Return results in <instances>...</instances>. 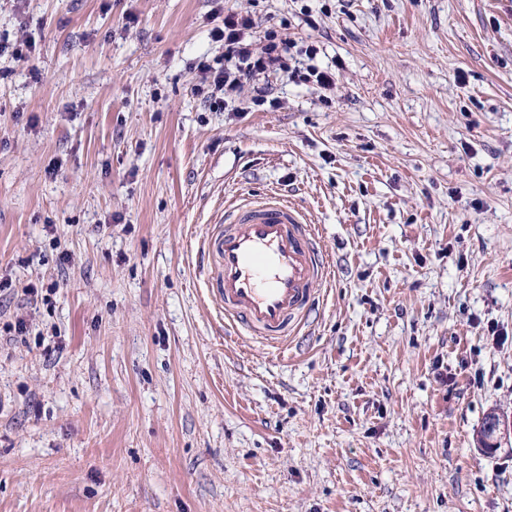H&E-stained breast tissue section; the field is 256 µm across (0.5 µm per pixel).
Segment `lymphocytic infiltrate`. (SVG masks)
<instances>
[{
	"label": "lymphocytic infiltrate",
	"mask_w": 512,
	"mask_h": 512,
	"mask_svg": "<svg viewBox=\"0 0 512 512\" xmlns=\"http://www.w3.org/2000/svg\"><path fill=\"white\" fill-rule=\"evenodd\" d=\"M253 21L239 13L225 14L220 26L211 31L213 40L223 43L224 56L221 66L200 60L195 81L191 86L194 95L212 111L224 108L225 89L251 85L255 105L274 104L271 85L256 84L262 74L282 71L289 73L292 81L310 84L322 89L333 86L336 72L331 67H320L315 59L320 52L317 42L306 41L294 46L275 29H267L262 38L252 35Z\"/></svg>",
	"instance_id": "lymphocytic-infiltrate-1"
}]
</instances>
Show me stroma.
<instances>
[{
  "label": "stroma",
  "instance_id": "stroma-1",
  "mask_svg": "<svg viewBox=\"0 0 512 512\" xmlns=\"http://www.w3.org/2000/svg\"><path fill=\"white\" fill-rule=\"evenodd\" d=\"M230 12L319 40L335 86L271 74L276 111H209L190 83ZM22 37L0 512H512V437L475 444L512 417V0H0ZM269 192L335 263L285 360L224 342L196 273L226 206ZM511 420L497 411L490 412L477 435V442L481 450H494L501 445V440L511 433Z\"/></svg>",
  "mask_w": 512,
  "mask_h": 512
}]
</instances>
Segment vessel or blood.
I'll return each mask as SVG.
<instances>
[{"instance_id":"vessel-or-blood-1","label":"vessel or blood","mask_w":512,"mask_h":512,"mask_svg":"<svg viewBox=\"0 0 512 512\" xmlns=\"http://www.w3.org/2000/svg\"><path fill=\"white\" fill-rule=\"evenodd\" d=\"M228 223L210 225L199 252L210 291L224 311L225 329L244 325L284 349L315 301L314 283L332 273L317 230L276 193L229 206Z\"/></svg>"}]
</instances>
